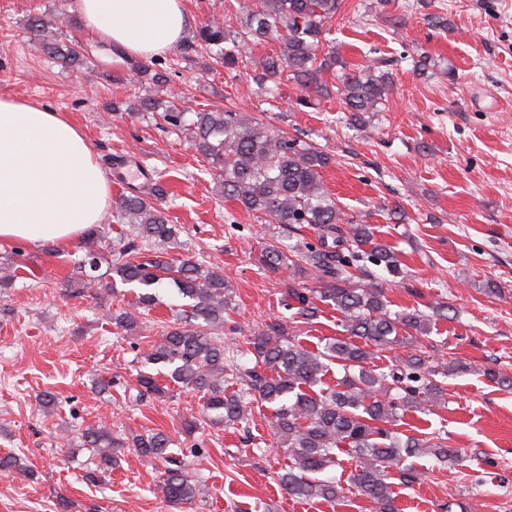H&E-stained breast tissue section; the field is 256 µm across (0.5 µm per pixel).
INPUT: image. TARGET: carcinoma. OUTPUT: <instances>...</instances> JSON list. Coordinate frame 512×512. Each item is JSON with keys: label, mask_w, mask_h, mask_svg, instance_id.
<instances>
[{"label": "carcinoma", "mask_w": 512, "mask_h": 512, "mask_svg": "<svg viewBox=\"0 0 512 512\" xmlns=\"http://www.w3.org/2000/svg\"><path fill=\"white\" fill-rule=\"evenodd\" d=\"M341 4L342 0H261L259 9L247 12L241 31L208 23L199 30L197 42L183 52L200 46L212 60L233 68L241 49L270 34L278 41V50L254 68L253 80L278 87L285 74L287 82L329 97L322 73L337 66L344 69L346 63L329 52L319 56L321 35ZM64 23L60 14L35 16L29 29L47 55L65 68H80L91 61L90 54L75 48L74 38L63 31ZM125 63L140 82L153 88V95L140 101V110L171 128L189 131L197 154L218 170L224 196L282 230L295 224L312 228L317 245L285 250L274 235L256 260L272 274L284 266L290 269L280 293L285 310L312 321L321 312L319 304L327 305L342 316L346 337H331L324 346L309 350L288 335L286 324L278 319L247 338L246 354L252 356L253 366L235 360L224 338L216 335L234 310L229 281L221 270L190 259L175 265L168 253L151 251L155 242L177 244L179 229L142 192L124 196L119 204L118 220L129 226L127 241L104 252L97 230L89 229L88 249L72 260L70 281L85 289L116 276L138 285L132 310L114 317L115 325L126 331L137 327V313L157 302L156 288L164 282L173 284L186 304L173 323L162 326L160 340L151 345L146 361L168 369L173 382L203 393V419L212 423H242L249 404L271 405L270 431L288 456L287 467L278 475L288 495L338 500L343 488L325 473L343 465L344 453L356 460L352 483L373 512H397L391 476L404 486L423 477L406 464L407 459L433 457L453 465L460 455L446 437L403 439L395 427L407 410L430 411L441 405L444 390L438 377L464 372L467 365L456 359L432 364L421 349L405 358L402 367L387 372L371 366V359L386 348L414 345L429 336L433 317L443 316L445 305L430 306V315L418 308L394 315L381 284L351 285L355 274L366 276L365 260L393 276L401 274L402 267L391 245L375 238L370 225L345 216L324 191L321 169L331 157L300 137L275 134L259 119L247 120L233 110L203 109L189 122L185 112L162 97L167 92L165 73L142 61L127 58ZM343 76L342 86L336 88L341 111L348 113L350 124L361 125L364 114L379 111L387 100L392 73L373 65ZM332 364L343 375L336 386L322 391L318 386ZM231 380L239 382L240 392L224 390ZM137 382L139 400L162 392L150 374L139 373ZM131 443L141 457L167 464L161 491L171 508L179 512L194 501L198 482L182 459L169 454L166 433L139 434ZM78 447L98 457L99 470L108 472L114 449L124 447V442L100 425L82 433Z\"/></svg>", "instance_id": "cac0c4a2"}]
</instances>
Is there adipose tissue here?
Masks as SVG:
<instances>
[{"mask_svg": "<svg viewBox=\"0 0 512 512\" xmlns=\"http://www.w3.org/2000/svg\"><path fill=\"white\" fill-rule=\"evenodd\" d=\"M88 36L142 60L183 39L184 0H74ZM110 182L72 122L43 105L0 97V241L65 245L100 223Z\"/></svg>", "mask_w": 512, "mask_h": 512, "instance_id": "obj_1", "label": "adipose tissue"}]
</instances>
